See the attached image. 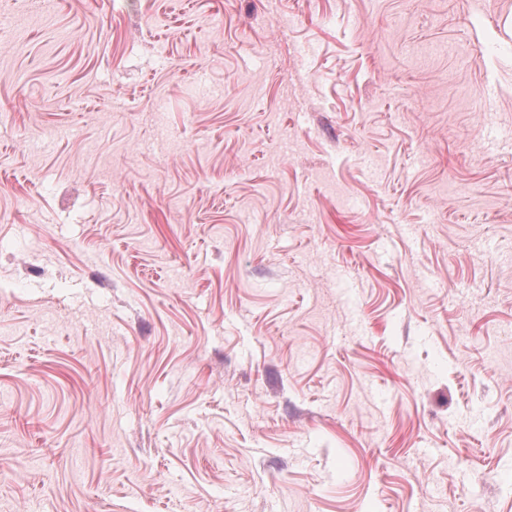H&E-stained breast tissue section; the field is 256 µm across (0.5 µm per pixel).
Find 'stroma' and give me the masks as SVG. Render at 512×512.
Here are the masks:
<instances>
[{
  "label": "stroma",
  "instance_id": "obj_1",
  "mask_svg": "<svg viewBox=\"0 0 512 512\" xmlns=\"http://www.w3.org/2000/svg\"><path fill=\"white\" fill-rule=\"evenodd\" d=\"M0 512H512V0H8Z\"/></svg>",
  "mask_w": 512,
  "mask_h": 512
}]
</instances>
